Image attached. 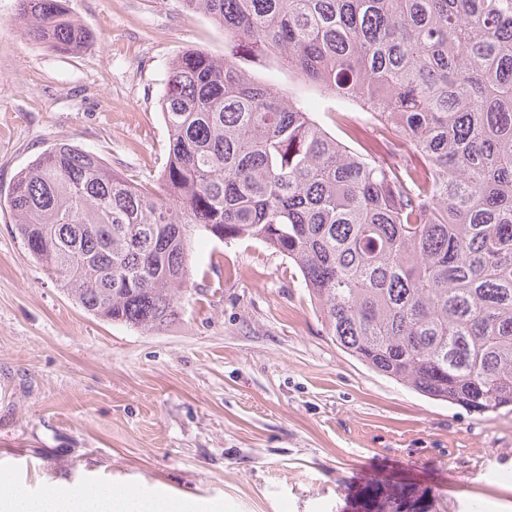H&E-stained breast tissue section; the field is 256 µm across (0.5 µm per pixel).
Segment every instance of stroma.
Here are the masks:
<instances>
[{
	"mask_svg": "<svg viewBox=\"0 0 512 512\" xmlns=\"http://www.w3.org/2000/svg\"><path fill=\"white\" fill-rule=\"evenodd\" d=\"M89 43L24 38L0 0V497L78 487L189 512H512V410L437 402L349 357L297 269L261 244H192L181 319L159 333L85 312L14 232L7 194L66 142L129 179L167 160L172 61L224 32L181 0H66ZM387 472L382 490L356 477ZM469 478L448 486L449 474Z\"/></svg>",
	"mask_w": 512,
	"mask_h": 512,
	"instance_id": "35a3bbf8",
	"label": "stroma"
}]
</instances>
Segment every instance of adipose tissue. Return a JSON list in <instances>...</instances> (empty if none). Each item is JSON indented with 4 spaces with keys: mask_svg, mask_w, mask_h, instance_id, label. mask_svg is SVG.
<instances>
[{
    "mask_svg": "<svg viewBox=\"0 0 512 512\" xmlns=\"http://www.w3.org/2000/svg\"><path fill=\"white\" fill-rule=\"evenodd\" d=\"M0 512H187L181 503H160L112 490L88 488L69 497L46 495L39 501L17 498L0 503Z\"/></svg>",
    "mask_w": 512,
    "mask_h": 512,
    "instance_id": "adipose-tissue-1",
    "label": "adipose tissue"
}]
</instances>
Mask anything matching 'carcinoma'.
<instances>
[{"label": "carcinoma", "mask_w": 512, "mask_h": 512, "mask_svg": "<svg viewBox=\"0 0 512 512\" xmlns=\"http://www.w3.org/2000/svg\"><path fill=\"white\" fill-rule=\"evenodd\" d=\"M224 30L160 98L159 186L58 143L15 177L29 253L89 314L159 333L182 314L190 244L250 240L299 271L328 335L432 400L512 407V0H183ZM60 53L88 33L65 0H19ZM383 130L354 150L306 96Z\"/></svg>", "instance_id": "obj_1"}]
</instances>
